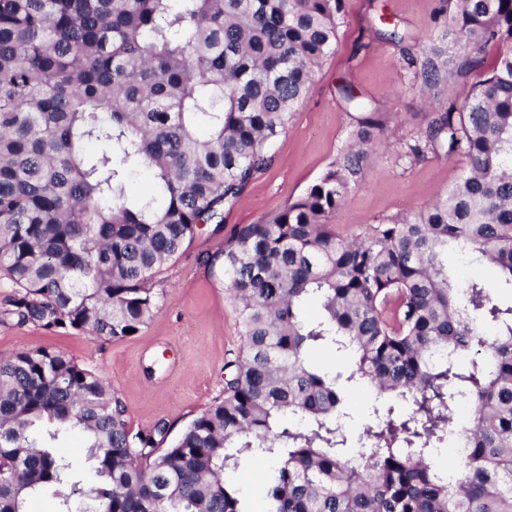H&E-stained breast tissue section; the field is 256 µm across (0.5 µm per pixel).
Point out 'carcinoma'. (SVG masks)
Wrapping results in <instances>:
<instances>
[{"label": "carcinoma", "mask_w": 512, "mask_h": 512, "mask_svg": "<svg viewBox=\"0 0 512 512\" xmlns=\"http://www.w3.org/2000/svg\"><path fill=\"white\" fill-rule=\"evenodd\" d=\"M339 0H0V270L18 325L124 339L151 283L200 224L224 222L268 164L336 43ZM458 70H493L407 144L466 163L448 194L341 237L330 215L383 120L298 200L237 224L224 270L244 337L224 396L168 448L131 434L97 373L62 350L0 357V512H251L233 472L277 463L263 512H512V305L448 255L512 288V0H457ZM423 42L421 87L446 75ZM316 303L317 312L303 314ZM337 347L348 372L310 359ZM375 393L346 429L345 392ZM83 440L81 486L62 438ZM463 442L447 472L434 450Z\"/></svg>", "instance_id": "cac0c4a2"}]
</instances>
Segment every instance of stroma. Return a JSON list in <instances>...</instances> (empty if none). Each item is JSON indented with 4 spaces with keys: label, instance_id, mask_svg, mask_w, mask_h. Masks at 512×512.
<instances>
[{
    "label": "stroma",
    "instance_id": "stroma-1",
    "mask_svg": "<svg viewBox=\"0 0 512 512\" xmlns=\"http://www.w3.org/2000/svg\"><path fill=\"white\" fill-rule=\"evenodd\" d=\"M443 0H340L336 45L315 73L287 130L271 145V161L224 208V221L203 224L166 262L152 288L158 307L141 331L123 340L19 326L0 319V356L47 348L66 352L97 372L123 403L131 433L167 432L169 447L184 428L224 395V364L243 346L242 329L220 268L208 256L224 248L238 224L271 218L301 198L353 141L366 102L384 122L382 143L368 151L358 184L330 217L353 237L393 222L446 194L464 162L445 153L413 161L407 141L433 109L420 89L422 36L440 39L435 17ZM355 94L347 99L342 86Z\"/></svg>",
    "mask_w": 512,
    "mask_h": 512
}]
</instances>
